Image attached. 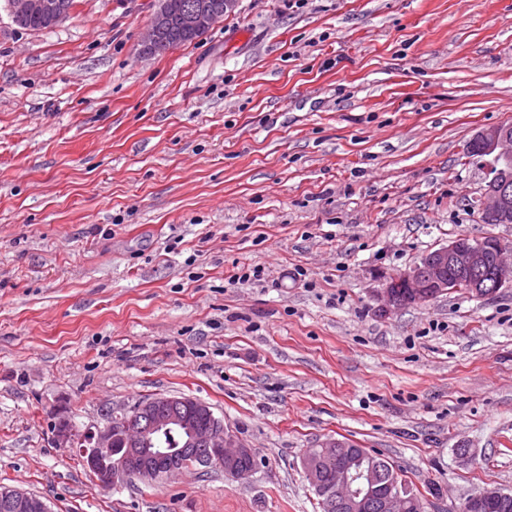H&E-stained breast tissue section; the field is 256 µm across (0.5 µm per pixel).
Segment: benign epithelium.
I'll use <instances>...</instances> for the list:
<instances>
[{
    "instance_id": "obj_1",
    "label": "benign epithelium",
    "mask_w": 512,
    "mask_h": 512,
    "mask_svg": "<svg viewBox=\"0 0 512 512\" xmlns=\"http://www.w3.org/2000/svg\"><path fill=\"white\" fill-rule=\"evenodd\" d=\"M12 21L24 24L39 18L54 28L70 16L59 9L55 0H8ZM220 18L210 0H196L177 15H170L167 4L157 6L147 25L142 53L150 56L162 42L163 32L176 25L188 36L208 31ZM468 152L483 160L488 189L483 193L481 215L493 222L512 210V125L501 124L481 131L470 142ZM506 247L498 239L473 242L459 236L429 252L425 258L405 270L383 277L377 291L378 312L390 313L410 304L424 303L458 288L486 297L492 284L506 283ZM53 440L61 448H78L84 466L106 487L126 480L155 482L185 471L181 465L163 467L160 460L188 454L195 467L220 465L227 476L241 480L253 469L239 467L236 461L252 454L224 426L206 404L188 396L160 395L136 403L122 414L108 418L97 432L79 433L71 422L62 418L54 429ZM120 441L123 456L112 461L114 442ZM323 452L307 454L303 467L311 483H317L322 463L340 458L336 478L329 493L330 509L338 512H403L404 490H379V478L373 465L357 455L356 448L335 438L320 441ZM508 493L499 488H485L472 495L469 504L476 512L484 501H501ZM0 500L10 512H50L45 500L15 487L0 490Z\"/></svg>"
}]
</instances>
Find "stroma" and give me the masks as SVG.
I'll use <instances>...</instances> for the list:
<instances>
[{"instance_id":"obj_1","label":"stroma","mask_w":512,"mask_h":512,"mask_svg":"<svg viewBox=\"0 0 512 512\" xmlns=\"http://www.w3.org/2000/svg\"><path fill=\"white\" fill-rule=\"evenodd\" d=\"M155 0H0V485L52 512H319L346 440L459 512L512 491V282L379 314L383 275L486 224L467 155L512 123V0H238L141 52ZM261 267L264 277L244 281ZM160 394L256 454L102 486L56 446ZM7 6L12 21L16 24H24L31 18H40L48 28H54L70 16V12L57 7L55 0H9ZM42 23L33 19L23 28L45 30Z\"/></svg>"}]
</instances>
